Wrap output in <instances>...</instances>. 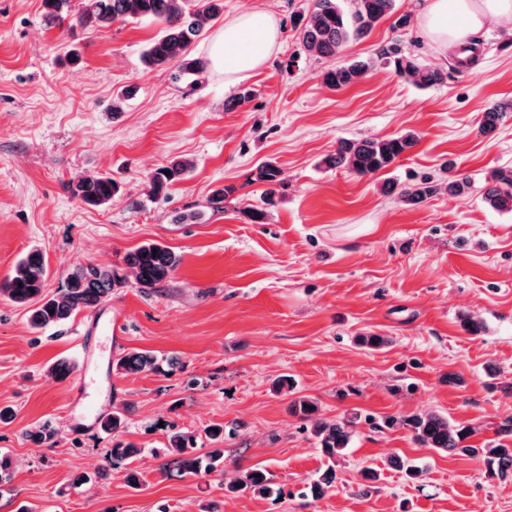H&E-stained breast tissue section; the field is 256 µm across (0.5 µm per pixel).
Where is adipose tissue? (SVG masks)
I'll return each instance as SVG.
<instances>
[{
  "mask_svg": "<svg viewBox=\"0 0 512 512\" xmlns=\"http://www.w3.org/2000/svg\"><path fill=\"white\" fill-rule=\"evenodd\" d=\"M512 25V0H425L419 23L444 56L454 55L487 23ZM281 30L263 9L240 14L225 23L208 51L211 68L238 81L260 69L277 48Z\"/></svg>",
  "mask_w": 512,
  "mask_h": 512,
  "instance_id": "1",
  "label": "adipose tissue"
}]
</instances>
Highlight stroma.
<instances>
[{"instance_id":"1","label":"stroma","mask_w":512,"mask_h":512,"mask_svg":"<svg viewBox=\"0 0 512 512\" xmlns=\"http://www.w3.org/2000/svg\"><path fill=\"white\" fill-rule=\"evenodd\" d=\"M419 2L396 0L369 35L320 58L298 38L314 0H224L196 56L206 57L225 21L253 8L272 12L282 30L262 68L228 82L209 68L175 81L170 69L145 67L157 22L88 33L77 27L87 0H70L56 27L44 23L41 0H0V281L33 249L49 294L75 265L121 269L148 241L181 257L154 293L130 283L111 309H82L39 331L0 297V408L13 411L0 424V457L11 463L0 512L23 504L37 512H512V482L488 478L482 460L381 426L391 415L436 411L471 425L469 443L479 448L512 419V212L490 209L479 193L486 175L512 169V113L495 132H479L485 108L512 101V27L493 22L474 33L478 61L462 69L427 39ZM393 41L443 69L445 82L420 89L377 61ZM353 60L375 66L352 87L323 85L324 70ZM237 96L241 104L226 109ZM408 130L416 145L376 175L323 163L340 139ZM177 159L190 172L167 198L154 197L150 174ZM268 161L281 170L277 203L254 224L246 212L261 203L266 185L256 172ZM452 171L471 177L474 193L449 197L442 186ZM92 175L120 186L106 207L69 191ZM424 177L440 189L418 205L380 191L387 180ZM223 188L224 202L213 205ZM107 313L114 340L99 345ZM465 314L482 322L480 332L463 327ZM369 333L389 345H359ZM85 343L96 347L90 417L77 394ZM132 349L153 351L164 370L115 373L113 360ZM59 361L73 368L63 380L47 374ZM281 374L293 376L294 396L318 402L321 417H361L335 488L319 500L305 490L326 459L289 413L292 396L272 392ZM116 407L127 410L125 439L143 449L119 468L98 424ZM46 422L55 438L34 444L28 430ZM216 423L236 427L224 442V473L265 468L281 496H228L223 473L182 476L151 454L172 429ZM394 454L425 467L423 486L388 466ZM364 466L380 473L374 489L363 487ZM130 469L139 488L125 481Z\"/></svg>"}]
</instances>
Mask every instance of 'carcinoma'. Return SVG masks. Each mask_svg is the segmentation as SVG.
<instances>
[{"instance_id":"cac0c4a2","label":"carcinoma","mask_w":512,"mask_h":512,"mask_svg":"<svg viewBox=\"0 0 512 512\" xmlns=\"http://www.w3.org/2000/svg\"><path fill=\"white\" fill-rule=\"evenodd\" d=\"M70 0H42L43 18L49 24L60 25L69 12ZM352 9L344 11L339 0H315L313 10L300 28L299 38L309 50L322 57H331L352 39L367 36L375 25L391 15L396 0H351ZM224 13V0H88L86 9L79 17L84 29L101 30L116 22L145 19L163 24L160 35L144 51V65L162 67L172 61L180 64V72L194 74L204 69L205 62L194 55V45L205 27ZM378 57L394 66L406 80L419 88H430L444 82L446 75L438 68L420 64L401 44L394 42L382 47ZM375 65L371 60L353 61L322 73V83L332 89L347 88L355 84ZM512 109V102H497L488 107L482 116L480 130L492 132ZM416 145L414 134L407 132L390 137L344 139L339 141L336 153L323 159L329 168H344L358 176L373 175L389 168L403 153ZM187 162L174 161L158 169L151 177L153 193L161 195L169 186L183 179L189 172ZM490 185L482 194L483 202L491 209L512 212V172L495 170L489 178ZM468 176L448 178V195L462 197L472 190ZM119 187L109 177L88 176L80 179L72 194L90 207H101L112 202ZM438 185L429 179L416 183L398 184L388 181L383 192L394 195L406 204H419L433 196ZM181 262L180 256L166 246L149 242L126 256V266L133 270L135 284L143 293H150L171 278ZM47 269L42 254L30 252L22 259L12 276L0 284V294L13 303L29 308L28 321L35 329L61 323L79 309L95 308L112 293L127 284V277L120 270L99 267L92 263L76 265L69 271L58 291L43 294ZM117 372L137 374L156 372L160 369L157 356L151 351L133 350L119 355L114 361ZM293 415L312 421L311 434L319 448L328 457V464L308 486L314 499L323 498L335 487L336 460L350 447L356 430V418L343 417L326 421L316 417L318 407L308 397H298L291 402ZM102 429L122 433L128 426L125 411L114 409L100 418ZM388 429L405 428L412 438L425 448L438 452L455 453L483 460L488 477L512 479V443L491 441L482 448L465 444L473 434L468 425L454 422L436 412H424L409 416H388L383 420ZM218 432L207 427L203 432L179 431L169 436L163 448L154 449L157 456L172 458L180 472L197 474L201 470L214 471L224 463V437L232 436L233 427L217 426ZM208 442L211 449L207 459L196 454L198 443ZM141 453L133 442L118 441L109 449L112 463L132 460ZM395 467L415 482L422 480L423 470L395 455L388 459ZM224 490L230 493L251 492L266 496L272 492L271 480L263 469L224 476Z\"/></svg>"}]
</instances>
